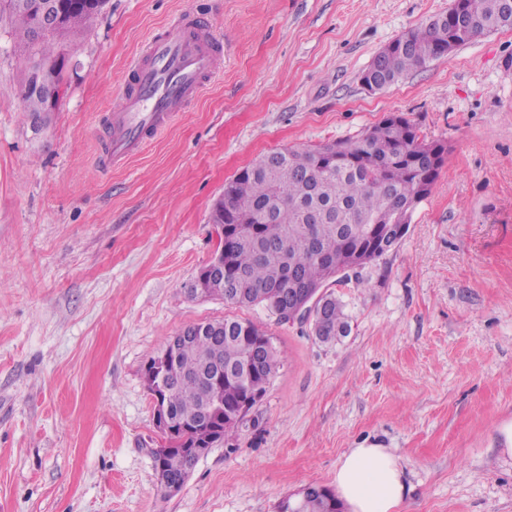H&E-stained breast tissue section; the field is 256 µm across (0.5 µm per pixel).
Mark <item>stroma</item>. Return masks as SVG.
<instances>
[{"instance_id": "obj_1", "label": "stroma", "mask_w": 512, "mask_h": 512, "mask_svg": "<svg viewBox=\"0 0 512 512\" xmlns=\"http://www.w3.org/2000/svg\"><path fill=\"white\" fill-rule=\"evenodd\" d=\"M451 0H108L75 42L48 126L0 22V512H278L389 449L396 512H512V30L369 91L376 53ZM207 15L232 46L201 99L125 166L96 139L152 31ZM447 144L395 250L332 286L346 336L191 298L224 184L260 155L359 137L391 113ZM261 326L280 357L229 443L164 495L145 367L184 327Z\"/></svg>"}]
</instances>
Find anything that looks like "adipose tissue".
I'll return each mask as SVG.
<instances>
[{
    "label": "adipose tissue",
    "instance_id": "1",
    "mask_svg": "<svg viewBox=\"0 0 512 512\" xmlns=\"http://www.w3.org/2000/svg\"><path fill=\"white\" fill-rule=\"evenodd\" d=\"M334 486L349 512H395L405 490L396 457L375 445L349 449L336 468Z\"/></svg>",
    "mask_w": 512,
    "mask_h": 512
}]
</instances>
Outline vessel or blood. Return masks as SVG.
Listing matches in <instances>:
<instances>
[{"instance_id":"1","label":"vessel or blood","mask_w":512,"mask_h":512,"mask_svg":"<svg viewBox=\"0 0 512 512\" xmlns=\"http://www.w3.org/2000/svg\"><path fill=\"white\" fill-rule=\"evenodd\" d=\"M226 50L211 21L191 12L156 29L127 70L120 105L107 114L100 166L140 155L201 98Z\"/></svg>"}]
</instances>
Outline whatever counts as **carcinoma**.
Masks as SVG:
<instances>
[{
  "label": "carcinoma",
  "mask_w": 512,
  "mask_h": 512,
  "mask_svg": "<svg viewBox=\"0 0 512 512\" xmlns=\"http://www.w3.org/2000/svg\"><path fill=\"white\" fill-rule=\"evenodd\" d=\"M12 34L19 46L18 63L24 83L47 73L51 87L62 88L66 57L58 44L79 37L104 7L106 0H93L67 15L57 27L33 40L35 16L21 0H3ZM447 12L430 17L392 41L376 62L375 79L383 89L412 70L448 57V53L493 30L512 29V0H464L461 22L448 25ZM27 116L49 121L43 100L23 91ZM447 147L420 137L404 115L386 117L354 140H340L313 148L273 150L241 169L224 184V194L215 212L224 224L239 227L224 239V276L205 283L211 297L237 307L261 305L277 314L281 300H291L295 288H325L336 273L354 259L364 266L381 256L383 240L396 238L400 217L413 215L426 199L445 162ZM318 242L328 252L321 258L313 248ZM326 325L313 327L323 343L347 333L343 304L326 292ZM216 336H194L185 342L172 366L170 389L165 395L170 409L190 418L195 425L166 436V446L154 453L155 464L171 479L189 475L194 461L185 453L188 441L211 436V424L202 413L203 390L187 374L201 369L205 356L215 346L224 352V370L238 378L224 377L217 391L224 407L233 410L245 395L239 377L254 376L268 382L279 364L271 347L247 359L248 346L267 333L251 321L224 318L214 321ZM322 495L301 502L300 512H327Z\"/></svg>",
  "instance_id": "cac0c4a2"
}]
</instances>
